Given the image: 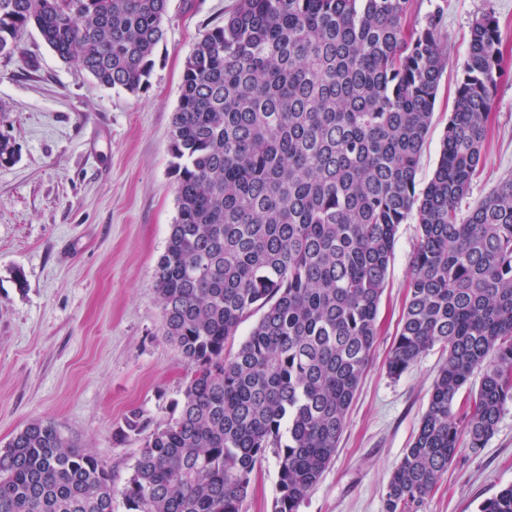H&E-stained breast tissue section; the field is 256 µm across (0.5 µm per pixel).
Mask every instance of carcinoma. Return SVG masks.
<instances>
[{
	"instance_id": "cac0c4a2",
	"label": "carcinoma",
	"mask_w": 512,
	"mask_h": 512,
	"mask_svg": "<svg viewBox=\"0 0 512 512\" xmlns=\"http://www.w3.org/2000/svg\"><path fill=\"white\" fill-rule=\"evenodd\" d=\"M168 2L0 0V55L33 26L63 62L136 94ZM413 11L414 0H237L186 58L169 144L178 213L154 285L162 336L190 376L165 424L132 411L115 432L118 442L148 432L126 512H241L269 451L276 512H297L336 455L410 219L418 244L387 369L399 377L437 344L448 357L385 512H413L461 447L495 434L512 400V176L461 204L505 75L502 33L490 10L473 21L439 160L420 188L448 58L440 13L418 26ZM112 496L106 467L51 420L0 448V512H114ZM479 512H512V485Z\"/></svg>"
}]
</instances>
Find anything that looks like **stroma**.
Wrapping results in <instances>:
<instances>
[{"label": "stroma", "instance_id": "1", "mask_svg": "<svg viewBox=\"0 0 512 512\" xmlns=\"http://www.w3.org/2000/svg\"><path fill=\"white\" fill-rule=\"evenodd\" d=\"M236 0H169L149 85L138 94L100 86L62 62L30 27L0 56V134L14 164L0 167V447L28 423L53 420L112 473L121 493L142 437L116 443L130 410L172 415L189 366L160 330L154 269L177 217L169 135L184 63L200 35ZM443 12L448 67L440 81L417 181L439 157L473 20L494 11L506 76L499 82L483 166L467 204L512 175V0H416L415 15ZM415 224L400 225L378 316V336L336 457L298 512H385L391 472L426 411L447 357L424 353L400 377L387 358L400 327ZM22 271L24 286L13 280ZM512 484V400L484 448L462 449L417 512H478ZM278 463L267 454L242 512H275Z\"/></svg>", "mask_w": 512, "mask_h": 512}]
</instances>
